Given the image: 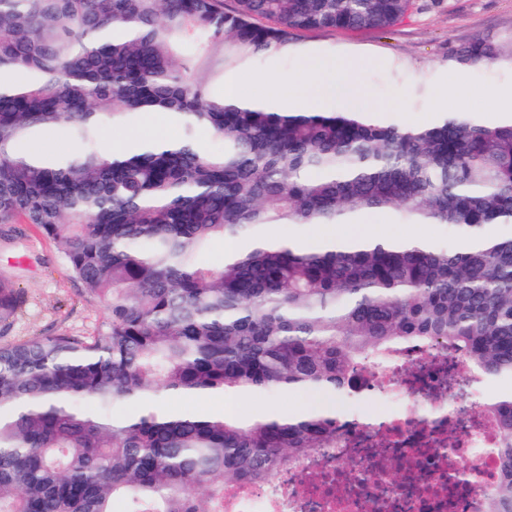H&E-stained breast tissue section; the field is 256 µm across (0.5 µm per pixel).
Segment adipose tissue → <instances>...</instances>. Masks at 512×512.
I'll return each mask as SVG.
<instances>
[{
    "mask_svg": "<svg viewBox=\"0 0 512 512\" xmlns=\"http://www.w3.org/2000/svg\"><path fill=\"white\" fill-rule=\"evenodd\" d=\"M353 68L350 62L310 57L305 69L294 81L292 90L284 94L278 89H269L259 102L272 111H320L338 94L344 99L346 108H356L364 103L365 97L350 77Z\"/></svg>",
    "mask_w": 512,
    "mask_h": 512,
    "instance_id": "ef3b65f1",
    "label": "adipose tissue"
}]
</instances>
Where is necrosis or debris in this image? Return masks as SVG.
<instances>
[{"instance_id": "necrosis-or-debris-1", "label": "necrosis or debris", "mask_w": 512, "mask_h": 512, "mask_svg": "<svg viewBox=\"0 0 512 512\" xmlns=\"http://www.w3.org/2000/svg\"><path fill=\"white\" fill-rule=\"evenodd\" d=\"M457 359L418 345L385 353L378 368L387 401L410 399L418 411L365 427L344 418L325 455L279 474L232 512H484L480 486L497 475L494 423L450 398ZM391 439L380 447L379 436Z\"/></svg>"}]
</instances>
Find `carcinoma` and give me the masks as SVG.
<instances>
[{
    "mask_svg": "<svg viewBox=\"0 0 512 512\" xmlns=\"http://www.w3.org/2000/svg\"><path fill=\"white\" fill-rule=\"evenodd\" d=\"M0 0V224L57 241L91 336L0 345V512H224L336 441V412H173L166 399L277 390L351 397L377 355L450 349L512 382V122L432 126L371 112H267L215 85L320 29L386 30L413 0ZM262 18L271 25L255 23ZM503 47L475 38L461 67ZM148 111L178 136L101 146ZM68 129L51 146L39 133ZM201 129L220 146L197 139ZM365 210L446 224L466 243L372 238L303 247L268 229L352 224ZM235 242L224 263L203 254ZM24 302L0 279V329ZM512 512V391L491 393ZM134 407L131 413L116 411Z\"/></svg>",
    "mask_w": 512,
    "mask_h": 512,
    "instance_id": "carcinoma-1",
    "label": "carcinoma"
}]
</instances>
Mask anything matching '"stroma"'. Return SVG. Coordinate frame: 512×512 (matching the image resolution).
Here are the masks:
<instances>
[{
    "label": "stroma",
    "mask_w": 512,
    "mask_h": 512,
    "mask_svg": "<svg viewBox=\"0 0 512 512\" xmlns=\"http://www.w3.org/2000/svg\"><path fill=\"white\" fill-rule=\"evenodd\" d=\"M483 36L500 44L512 42V0H415L409 15L391 30L308 32L287 54L226 74L225 84L246 96L261 94L264 78L288 85L304 60L318 55L349 58L359 67V80L368 105H387L381 120L431 125L445 113L462 110L491 123L502 98L512 95V60L491 67L463 68L451 51ZM176 126L164 114L153 113L125 129L104 128L105 148L134 136H171ZM365 219L379 224L383 234L420 237L433 244L448 241L440 224H399L374 210ZM0 278L11 281L24 295L12 319L6 341L55 334L86 336L103 321L102 304L82 301L79 283L70 273L60 246L33 224H0ZM320 395L306 392L190 400L173 398L171 409L182 412L234 411L249 414L255 408L292 411L320 405Z\"/></svg>",
    "instance_id": "35a3bbf8"
}]
</instances>
